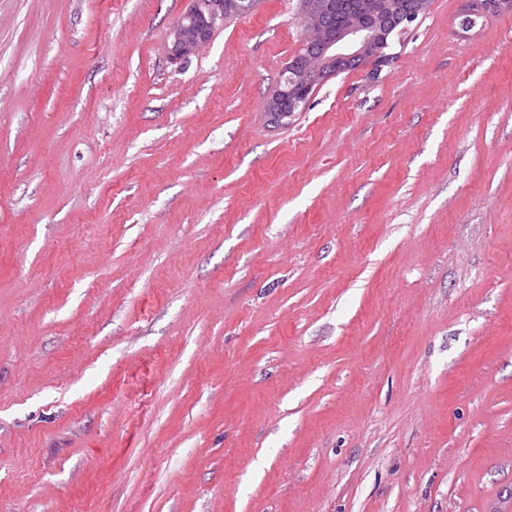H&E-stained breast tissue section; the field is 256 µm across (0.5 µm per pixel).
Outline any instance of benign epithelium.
<instances>
[{
    "instance_id": "1",
    "label": "benign epithelium",
    "mask_w": 512,
    "mask_h": 512,
    "mask_svg": "<svg viewBox=\"0 0 512 512\" xmlns=\"http://www.w3.org/2000/svg\"><path fill=\"white\" fill-rule=\"evenodd\" d=\"M428 0H418L413 14L401 10V0H361L355 12L337 27L327 24L329 0H300L299 20L304 29L305 53L291 60L270 93L267 112L281 122L309 105L315 86L343 71L346 64L361 68L392 59L381 46H390L393 37L405 34L427 10ZM253 9L252 2L232 0L229 7L219 0H193L189 11L173 30L171 56L184 58L209 42L213 22L219 12Z\"/></svg>"
}]
</instances>
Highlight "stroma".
I'll use <instances>...</instances> for the list:
<instances>
[{
	"label": "stroma",
	"mask_w": 512,
	"mask_h": 512,
	"mask_svg": "<svg viewBox=\"0 0 512 512\" xmlns=\"http://www.w3.org/2000/svg\"><path fill=\"white\" fill-rule=\"evenodd\" d=\"M431 0L272 122L298 0H0V512H512V12ZM219 1L222 0H193L189 11L174 27L170 50L173 58H184L209 42L213 22L220 11L224 12V2L222 5Z\"/></svg>",
	"instance_id": "obj_1"
}]
</instances>
